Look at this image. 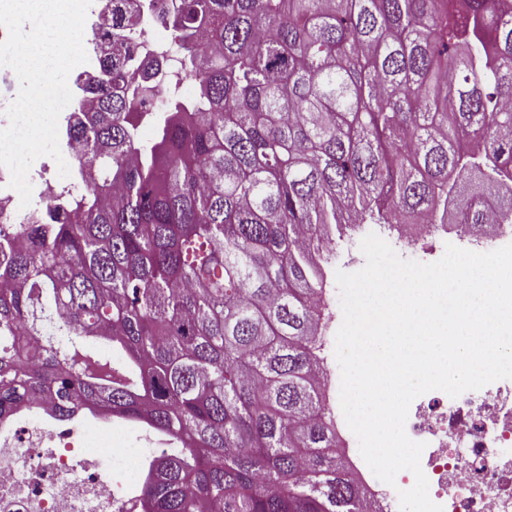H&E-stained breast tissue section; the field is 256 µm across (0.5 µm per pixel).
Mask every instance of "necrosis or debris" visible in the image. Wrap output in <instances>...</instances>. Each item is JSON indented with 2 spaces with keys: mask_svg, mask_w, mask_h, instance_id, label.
<instances>
[{
  "mask_svg": "<svg viewBox=\"0 0 512 512\" xmlns=\"http://www.w3.org/2000/svg\"><path fill=\"white\" fill-rule=\"evenodd\" d=\"M336 451L347 457L382 512H397L398 493L414 476L379 480L354 450L356 437L337 416ZM406 433L424 443L421 468L431 500L443 512H512V386L495 381L453 398L434 390L415 398ZM69 429L33 422L19 409L0 434V512H125L126 489L138 486L146 451L104 464L107 433L95 430L73 445Z\"/></svg>",
  "mask_w": 512,
  "mask_h": 512,
  "instance_id": "necrosis-or-debris-1",
  "label": "necrosis or debris"
}]
</instances>
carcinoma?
Returning a JSON list of instances; mask_svg holds the SVG:
<instances>
[{
  "label": "carcinoma",
  "instance_id": "obj_1",
  "mask_svg": "<svg viewBox=\"0 0 512 512\" xmlns=\"http://www.w3.org/2000/svg\"><path fill=\"white\" fill-rule=\"evenodd\" d=\"M154 2L112 0L98 113L63 117L83 187L0 206V425L43 394L143 424L142 512H371L319 382L325 265L360 224L512 223V0H174L146 81Z\"/></svg>",
  "mask_w": 512,
  "mask_h": 512
}]
</instances>
